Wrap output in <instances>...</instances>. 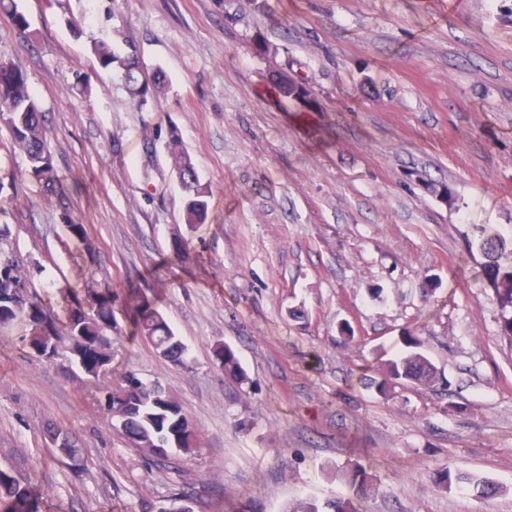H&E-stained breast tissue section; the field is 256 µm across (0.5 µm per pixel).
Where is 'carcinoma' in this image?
I'll use <instances>...</instances> for the list:
<instances>
[{
    "mask_svg": "<svg viewBox=\"0 0 512 512\" xmlns=\"http://www.w3.org/2000/svg\"><path fill=\"white\" fill-rule=\"evenodd\" d=\"M0 9L10 13L14 24L28 26L25 14L18 10L15 0H0ZM99 63L104 69L118 66L129 97L140 107L157 96L165 81L161 70L148 73L138 56L130 53L119 57L106 45L96 47ZM279 95L300 104L305 112L320 109L318 99L308 83L288 75L283 68L275 76ZM0 121L12 135V148L26 157L25 175L36 180L48 199H54L62 211H67L59 184L53 157L46 143L45 115L30 90L26 75L9 65L0 67ZM166 149L172 158L173 171L188 201L184 209V223L192 228L203 224L208 217V189L201 184L190 155L183 150L176 130L169 132ZM71 235L80 240L84 252L80 258L88 263L94 259L95 246L82 224H67ZM476 250L481 258L483 280L493 291L500 311L502 337L512 344V246L499 232L489 233L477 228ZM11 231L0 224V331L16 322L29 328V335L41 344L40 358L51 359L58 354V345L67 340L72 346L86 341L97 345V350L83 360L71 358L85 375L96 381L108 377L112 353L107 333L112 331V290L104 289L94 296L89 306L77 294L71 295L67 319L59 321L47 312L28 288L19 258L6 247ZM139 335L143 336L157 354L176 364L183 363L185 346L162 315L146 301L133 302ZM406 351L381 363L383 379L378 391L387 393L391 384L431 385L437 370L421 351L423 342L411 333L403 336ZM214 357L222 362L227 377L241 379L244 373L235 351L227 346L214 349ZM108 410L121 408L124 412L123 434L138 448L145 449L158 460L169 458L177 450L190 456L198 447L194 423L183 406L161 386L147 385L133 375L124 377L115 385L106 387ZM44 430L51 431L64 441L61 453L70 457V471L78 475L85 470L82 448L76 439L56 424L49 422ZM345 483L353 489V496L317 503L314 499H301L286 512H362V500L373 491L371 475L363 468L353 466L341 472ZM474 484L485 496L501 492L500 487L486 481L455 473L449 467L437 472L436 484L449 490L460 484ZM42 496L35 491L31 476L16 468L0 467V512H41Z\"/></svg>",
    "mask_w": 512,
    "mask_h": 512,
    "instance_id": "1",
    "label": "carcinoma"
}]
</instances>
